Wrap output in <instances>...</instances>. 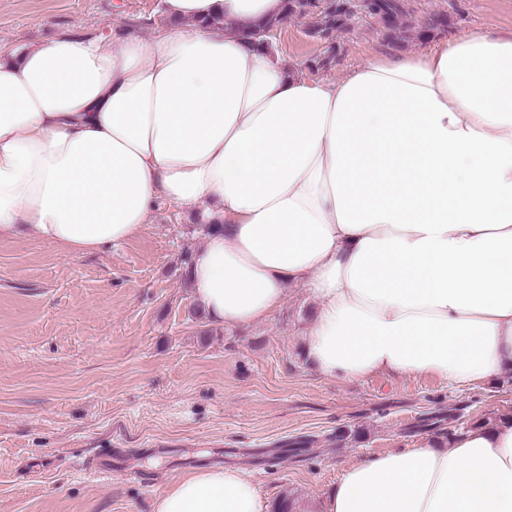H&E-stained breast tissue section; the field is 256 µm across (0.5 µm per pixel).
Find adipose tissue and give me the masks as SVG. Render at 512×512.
Returning <instances> with one entry per match:
<instances>
[{"instance_id": "ef3b65f1", "label": "adipose tissue", "mask_w": 512, "mask_h": 512, "mask_svg": "<svg viewBox=\"0 0 512 512\" xmlns=\"http://www.w3.org/2000/svg\"><path fill=\"white\" fill-rule=\"evenodd\" d=\"M163 3L171 24L147 41L64 32L0 51V238L80 255L138 236L160 201L207 203L219 227L189 271L212 323L268 318L300 281L325 377L512 375V32L329 81L237 34L283 0ZM264 510L232 466L192 470L154 505ZM322 512H512V417L348 465Z\"/></svg>"}]
</instances>
